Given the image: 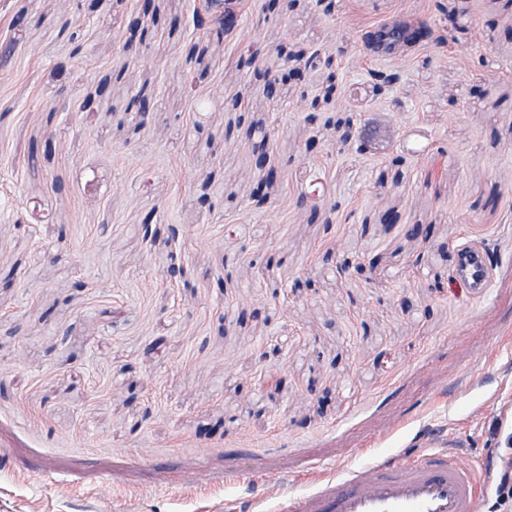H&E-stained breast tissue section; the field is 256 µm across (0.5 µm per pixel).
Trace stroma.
I'll return each mask as SVG.
<instances>
[{"label":"stroma","mask_w":512,"mask_h":512,"mask_svg":"<svg viewBox=\"0 0 512 512\" xmlns=\"http://www.w3.org/2000/svg\"><path fill=\"white\" fill-rule=\"evenodd\" d=\"M268 3L219 42L198 0H0V512H274L366 448L469 471L512 440V12ZM399 19L445 40L371 54ZM372 120L396 125L384 150L346 145ZM463 248L497 256L484 295Z\"/></svg>","instance_id":"stroma-1"}]
</instances>
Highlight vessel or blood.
I'll return each instance as SVG.
<instances>
[{"instance_id":"vessel-or-blood-1","label":"vessel or blood","mask_w":512,"mask_h":512,"mask_svg":"<svg viewBox=\"0 0 512 512\" xmlns=\"http://www.w3.org/2000/svg\"><path fill=\"white\" fill-rule=\"evenodd\" d=\"M458 271L475 294L487 287L485 258L461 252ZM372 471L371 489H363L364 471ZM490 467L460 471L445 450L427 449L416 455L373 454L365 464L347 465L337 475L312 472L314 490L290 496L288 512H476L490 488Z\"/></svg>"}]
</instances>
